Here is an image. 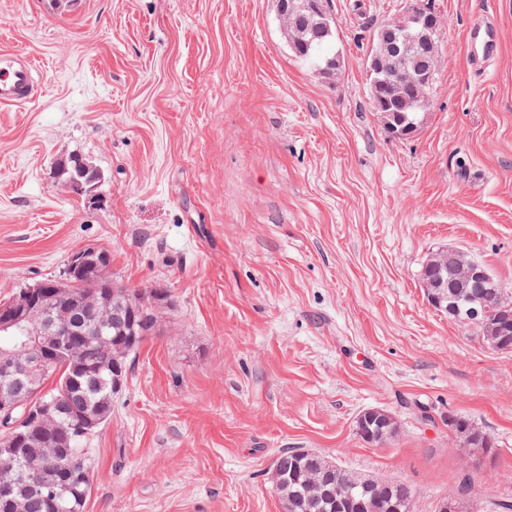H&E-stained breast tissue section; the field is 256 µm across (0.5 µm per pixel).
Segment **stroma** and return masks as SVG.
Returning <instances> with one entry per match:
<instances>
[{"mask_svg":"<svg viewBox=\"0 0 512 512\" xmlns=\"http://www.w3.org/2000/svg\"><path fill=\"white\" fill-rule=\"evenodd\" d=\"M442 24L417 131L370 105L376 26L409 4ZM333 77L288 49L275 0H0V49L42 91L0 106V299L107 251L121 285L163 288L91 443L85 512H284L272 477L303 448L417 491L434 512L462 475L512 499V353L427 301L435 252L479 259L512 293V0H329ZM478 14L500 42L476 70ZM78 155L98 206L60 181ZM390 411L383 444L357 434ZM495 442L475 455L448 429ZM453 422L448 421V428L460 437L469 448L476 451L489 452L495 448L493 440L485 432L478 430L469 420L461 417H455ZM464 434V436H461Z\"/></svg>","mask_w":512,"mask_h":512,"instance_id":"35a3bbf8","label":"stroma"}]
</instances>
